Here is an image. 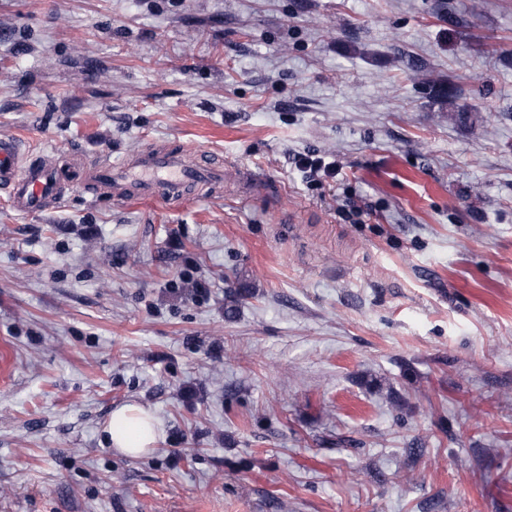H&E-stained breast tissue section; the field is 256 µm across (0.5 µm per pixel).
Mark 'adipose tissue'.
<instances>
[{"instance_id": "1", "label": "adipose tissue", "mask_w": 512, "mask_h": 512, "mask_svg": "<svg viewBox=\"0 0 512 512\" xmlns=\"http://www.w3.org/2000/svg\"><path fill=\"white\" fill-rule=\"evenodd\" d=\"M155 414L135 404H125L112 413L109 439L118 452L139 456L151 452L159 439Z\"/></svg>"}]
</instances>
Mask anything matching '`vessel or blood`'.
I'll list each match as a JSON object with an SVG mask.
<instances>
[{"label":"vessel or blood","mask_w":512,"mask_h":512,"mask_svg":"<svg viewBox=\"0 0 512 512\" xmlns=\"http://www.w3.org/2000/svg\"><path fill=\"white\" fill-rule=\"evenodd\" d=\"M84 182L117 200L164 202L223 184L224 169L205 160L188 163L182 147L166 145L119 163L98 162L87 170ZM0 190L15 211L41 213L61 199L62 171L51 156L23 150L15 137L1 135Z\"/></svg>","instance_id":"obj_1"}]
</instances>
